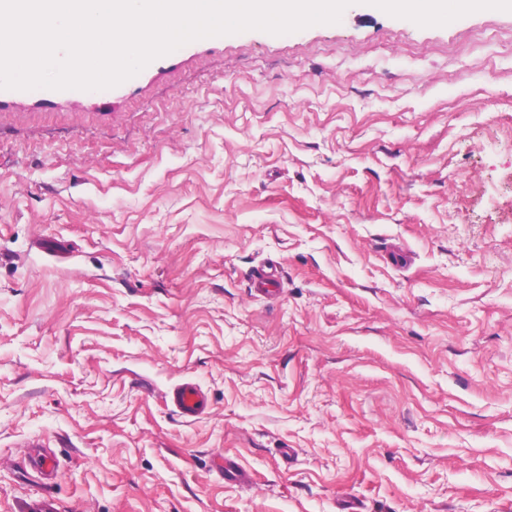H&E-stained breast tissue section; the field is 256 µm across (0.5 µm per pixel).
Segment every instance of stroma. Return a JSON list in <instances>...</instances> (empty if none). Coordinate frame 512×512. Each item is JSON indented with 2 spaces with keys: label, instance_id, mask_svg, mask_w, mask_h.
I'll list each match as a JSON object with an SVG mask.
<instances>
[{
  "label": "stroma",
  "instance_id": "stroma-1",
  "mask_svg": "<svg viewBox=\"0 0 512 512\" xmlns=\"http://www.w3.org/2000/svg\"><path fill=\"white\" fill-rule=\"evenodd\" d=\"M41 498L512 512V12L358 0L0 89V512ZM170 399L176 411L186 419L198 418L207 408L202 390L194 383H182L174 387Z\"/></svg>",
  "mask_w": 512,
  "mask_h": 512
}]
</instances>
